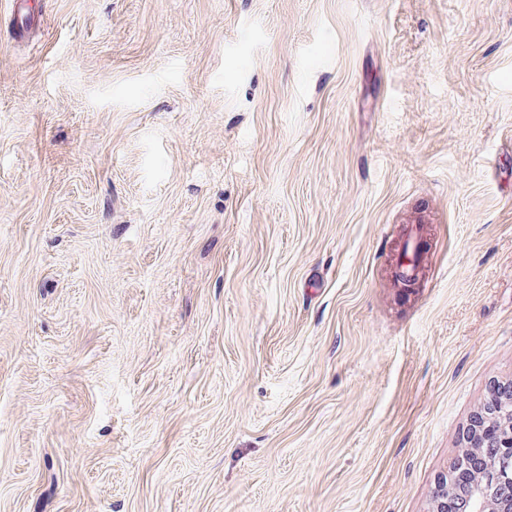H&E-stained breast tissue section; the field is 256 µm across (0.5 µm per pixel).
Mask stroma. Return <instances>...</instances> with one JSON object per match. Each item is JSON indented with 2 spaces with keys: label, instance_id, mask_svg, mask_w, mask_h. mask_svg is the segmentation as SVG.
I'll list each match as a JSON object with an SVG mask.
<instances>
[{
  "label": "stroma",
  "instance_id": "stroma-1",
  "mask_svg": "<svg viewBox=\"0 0 512 512\" xmlns=\"http://www.w3.org/2000/svg\"><path fill=\"white\" fill-rule=\"evenodd\" d=\"M13 8L0 512H433L512 382V0ZM426 224H408L395 248L391 276L399 284L422 282L432 248L431 232Z\"/></svg>",
  "mask_w": 512,
  "mask_h": 512
}]
</instances>
